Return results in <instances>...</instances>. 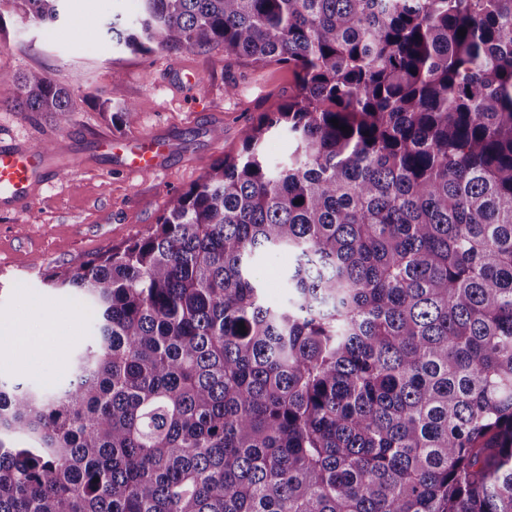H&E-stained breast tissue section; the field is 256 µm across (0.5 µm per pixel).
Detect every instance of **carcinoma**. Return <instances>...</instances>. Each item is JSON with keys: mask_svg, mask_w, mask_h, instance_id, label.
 <instances>
[{"mask_svg": "<svg viewBox=\"0 0 512 512\" xmlns=\"http://www.w3.org/2000/svg\"><path fill=\"white\" fill-rule=\"evenodd\" d=\"M98 36L295 91L147 233L45 276L95 330L54 389L0 378V512H512V0H140ZM1 105L75 112L40 71H0ZM96 105L135 123L116 81ZM292 259L286 254L264 256L258 262V272L264 282L263 296L267 304L276 306L286 301V289L281 287V281L270 275L274 269H284Z\"/></svg>", "mask_w": 512, "mask_h": 512, "instance_id": "carcinoma-1", "label": "carcinoma"}]
</instances>
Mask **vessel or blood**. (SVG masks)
Listing matches in <instances>:
<instances>
[{"instance_id":"b4317fda","label":"vessel or blood","mask_w":512,"mask_h":512,"mask_svg":"<svg viewBox=\"0 0 512 512\" xmlns=\"http://www.w3.org/2000/svg\"><path fill=\"white\" fill-rule=\"evenodd\" d=\"M165 140L131 137L123 154L125 168L131 172L156 169L163 157ZM53 177L46 153L20 143L0 140V210L9 212L28 205L37 191Z\"/></svg>"}]
</instances>
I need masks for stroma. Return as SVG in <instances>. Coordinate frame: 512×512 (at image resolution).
Here are the masks:
<instances>
[{
  "label": "stroma",
  "mask_w": 512,
  "mask_h": 512,
  "mask_svg": "<svg viewBox=\"0 0 512 512\" xmlns=\"http://www.w3.org/2000/svg\"><path fill=\"white\" fill-rule=\"evenodd\" d=\"M139 0H64L60 19L47 28L32 25L10 7L0 8V67L41 70L68 88L75 112L60 126L44 112L0 110V137L58 157L53 180L29 210L0 212V326L14 325L44 342L41 359L24 363L9 340L0 339V374L52 389L68 374L75 350L88 336L89 322L74 299L51 292L46 273L76 270L112 246L146 233L168 199L188 189L220 158L237 153L243 129L275 110L294 91L286 67L224 63V51H158L146 56L118 50L110 39H82L113 14L135 19ZM193 76L183 85L180 74ZM120 82L121 96L135 104L131 131L112 126L97 98ZM236 87L234 95L225 85ZM224 131L214 139L212 129ZM163 135L168 149L151 172L132 173L119 158L96 153L104 134ZM37 222H30V215ZM53 311L56 326L44 337L41 318Z\"/></svg>",
  "instance_id": "1"
}]
</instances>
